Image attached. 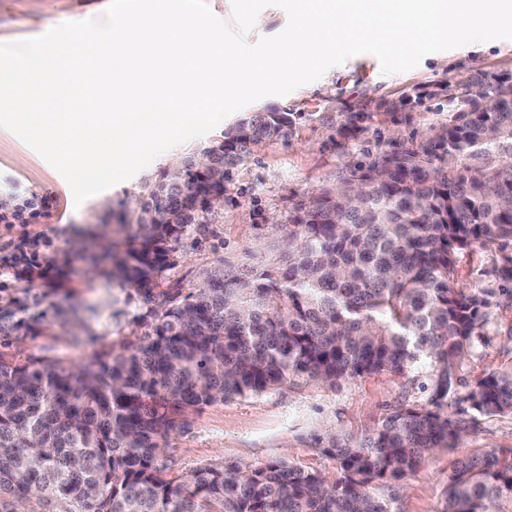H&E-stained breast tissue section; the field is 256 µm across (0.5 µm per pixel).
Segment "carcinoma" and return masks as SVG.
Here are the masks:
<instances>
[{"mask_svg":"<svg viewBox=\"0 0 512 512\" xmlns=\"http://www.w3.org/2000/svg\"><path fill=\"white\" fill-rule=\"evenodd\" d=\"M469 101L427 143L356 163L343 179L300 201L279 225L286 251L246 270L220 267L202 283L158 290L177 267L179 244L206 231L208 193L181 207L184 191L224 192L250 144L287 136L293 113H250L185 159L145 180L119 273L145 304V326L118 355L74 370L0 360V512H393L375 492L420 468L460 438L448 401L479 415H512V369L457 389L459 361L485 325L493 290L454 287L458 255L500 252L512 283V80L484 76ZM494 98L492 109L482 99ZM376 173L353 188L363 170ZM23 208L0 199V221ZM21 307L0 300V335ZM429 364L426 405L388 413L355 437L336 433L324 452L341 477L328 482L285 458L207 465L172 478L159 464L182 415L218 401L305 379L330 387L381 371ZM512 495V459L457 462L441 512H491Z\"/></svg>","mask_w":512,"mask_h":512,"instance_id":"cac0c4a2","label":"carcinoma"}]
</instances>
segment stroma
Listing matches in <instances>:
<instances>
[{
  "instance_id": "1",
  "label": "stroma",
  "mask_w": 512,
  "mask_h": 512,
  "mask_svg": "<svg viewBox=\"0 0 512 512\" xmlns=\"http://www.w3.org/2000/svg\"><path fill=\"white\" fill-rule=\"evenodd\" d=\"M110 0H0V44L40 36L68 22L101 17ZM512 76V40L472 43L431 53L406 72L385 75L363 53L284 96L247 105L294 112L287 137L248 148L212 215L206 236L185 238L168 287H196L204 271L249 267L280 251L276 225L296 203L336 184L346 167L377 154L425 143L451 114L448 95L478 74ZM137 173L82 203L48 161L0 128V199L25 207L24 224L0 221V298L24 301L45 325L0 336V359L51 363L67 369L104 353H119L141 331L145 311L135 288L112 275V255L131 245L114 211L139 192ZM496 252L473 247L458 257L455 281L469 290L492 288L489 316L458 366V390L512 367V297L499 294ZM429 369L349 378L329 387L288 384L262 394L219 401L184 415L162 460L183 478L203 465L263 463L279 457L336 481L324 452L329 433L361 435L396 407L427 403ZM467 427L456 447L436 451L419 470L380 485L394 495V512H440L448 477L459 460L512 454V415L462 414Z\"/></svg>"
}]
</instances>
